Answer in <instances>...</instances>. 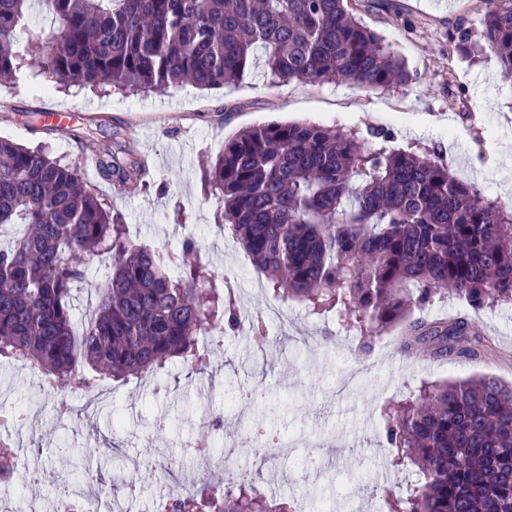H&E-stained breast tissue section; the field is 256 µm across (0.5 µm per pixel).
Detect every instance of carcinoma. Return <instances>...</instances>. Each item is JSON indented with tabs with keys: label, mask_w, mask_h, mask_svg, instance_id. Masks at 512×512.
Here are the masks:
<instances>
[{
	"label": "carcinoma",
	"mask_w": 512,
	"mask_h": 512,
	"mask_svg": "<svg viewBox=\"0 0 512 512\" xmlns=\"http://www.w3.org/2000/svg\"><path fill=\"white\" fill-rule=\"evenodd\" d=\"M31 0H0V84L27 56L60 86L110 84L136 92L238 81L260 61L276 82L338 78L366 89L405 84L404 60L353 13L351 0H42L57 23L26 43ZM482 37L512 79V0H487ZM376 145L315 123L250 127L204 172L224 203L218 228L234 237L272 288L334 312L359 350L397 325L406 356L478 359L487 338L466 317L426 322L414 309L442 291L483 308L512 300V212L414 150ZM98 173L135 187L141 169L125 151L85 140ZM22 231L0 245V359L34 366L48 392L91 396L105 380L154 376L176 359L202 370L214 351L204 332L236 331L228 281L194 238L153 248L47 151L0 137V227ZM112 265L75 331L70 300L86 259ZM253 346L267 347L253 312ZM394 463L416 480L382 489L389 512H512V387L488 374L424 383L384 411ZM171 512H295L252 480L228 476L169 503Z\"/></svg>",
	"instance_id": "obj_1"
}]
</instances>
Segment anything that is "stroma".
I'll use <instances>...</instances> for the list:
<instances>
[{
    "mask_svg": "<svg viewBox=\"0 0 512 512\" xmlns=\"http://www.w3.org/2000/svg\"><path fill=\"white\" fill-rule=\"evenodd\" d=\"M354 11L408 64L410 80L367 90L338 81L322 85L272 82L250 69L234 86L202 91L192 86L127 94L103 85L62 87L47 75H26L0 86V136L77 168L102 203L121 213L134 242L174 248V229L191 225L194 238L220 276L228 278L240 310L259 311L275 298L243 250L225 255L216 241L214 214L221 201L203 178L204 161L245 128L279 122L342 126L366 134L391 132L393 147L425 152L459 180L475 184L503 208L512 209V83L501 75L491 49L478 58L461 54L459 30L479 34L486 0H352ZM100 147L123 146L148 160L145 187L135 193L102 180L88 164L85 139ZM298 331L288 337L270 330L271 345L260 363L248 357L241 335L225 340L201 373L169 364L150 385L113 384L108 406L92 419L62 421L41 392L32 369L0 362V411L35 408L28 422L7 421L19 462L41 470L46 480L26 489L37 505L56 499L69 477L53 450L58 446L106 448L102 463L101 512L126 495L124 464L153 458V445L176 448V438L197 430L196 409L208 401L224 427L210 441L223 448L237 439L238 411L249 405L239 389L256 385L268 401L287 407V417L269 416L265 432H293L291 454L264 470L272 494L304 502L309 512H358L370 505L373 488L403 477L391 462L379 416L425 382L459 381L489 373L512 385V302L471 308L441 295L420 317L471 318L496 352L477 361L436 360L400 354L391 334L360 355L335 315L316 316L291 303Z\"/></svg>",
    "mask_w": 512,
    "mask_h": 512,
    "instance_id": "1",
    "label": "stroma"
}]
</instances>
